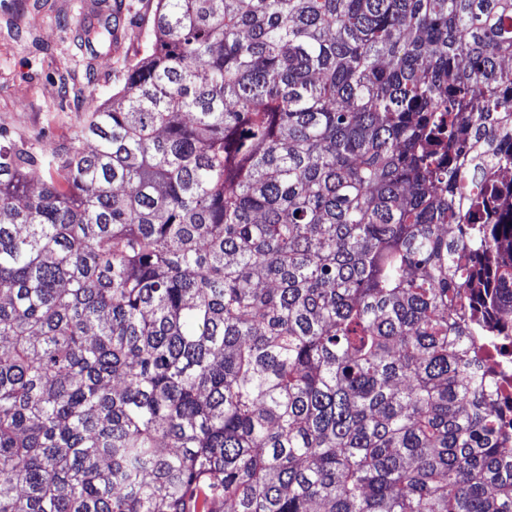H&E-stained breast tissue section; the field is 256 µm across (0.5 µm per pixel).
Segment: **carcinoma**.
Returning a JSON list of instances; mask_svg holds the SVG:
<instances>
[{
  "label": "carcinoma",
  "instance_id": "cac0c4a2",
  "mask_svg": "<svg viewBox=\"0 0 512 512\" xmlns=\"http://www.w3.org/2000/svg\"><path fill=\"white\" fill-rule=\"evenodd\" d=\"M89 99L0 128V512H512V0H156ZM483 356L486 366L493 372L497 379L498 398L496 403L507 414L510 423L512 413L510 412V398L512 394V375L504 368L503 354L500 349L493 346H485Z\"/></svg>",
  "mask_w": 512,
  "mask_h": 512
}]
</instances>
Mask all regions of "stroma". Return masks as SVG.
Listing matches in <instances>:
<instances>
[{"label": "stroma", "mask_w": 512, "mask_h": 512, "mask_svg": "<svg viewBox=\"0 0 512 512\" xmlns=\"http://www.w3.org/2000/svg\"><path fill=\"white\" fill-rule=\"evenodd\" d=\"M122 8V33L96 50L77 32ZM155 0H0V127L36 149L69 147L88 117L86 90L108 99L143 54Z\"/></svg>", "instance_id": "1"}]
</instances>
